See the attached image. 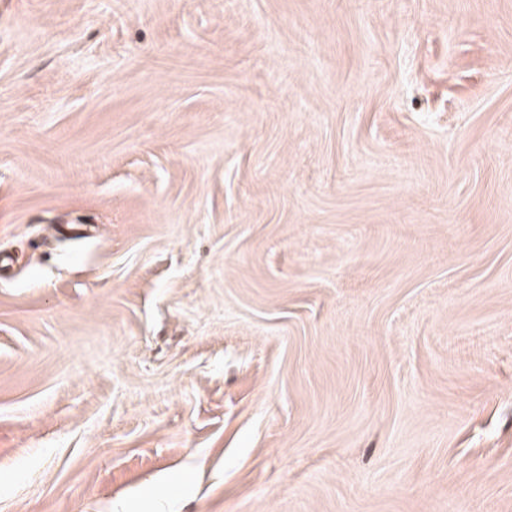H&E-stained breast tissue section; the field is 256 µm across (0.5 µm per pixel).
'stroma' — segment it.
Here are the masks:
<instances>
[{
	"label": "stroma",
	"instance_id": "stroma-1",
	"mask_svg": "<svg viewBox=\"0 0 512 512\" xmlns=\"http://www.w3.org/2000/svg\"><path fill=\"white\" fill-rule=\"evenodd\" d=\"M0 512H512V0H0Z\"/></svg>",
	"mask_w": 512,
	"mask_h": 512
}]
</instances>
